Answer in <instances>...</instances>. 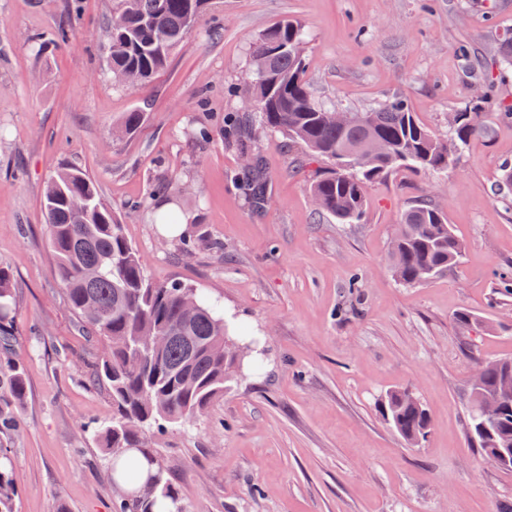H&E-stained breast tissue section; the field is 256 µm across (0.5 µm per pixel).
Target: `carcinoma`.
Returning a JSON list of instances; mask_svg holds the SVG:
<instances>
[{
  "label": "carcinoma",
  "mask_w": 512,
  "mask_h": 512,
  "mask_svg": "<svg viewBox=\"0 0 512 512\" xmlns=\"http://www.w3.org/2000/svg\"><path fill=\"white\" fill-rule=\"evenodd\" d=\"M207 0H115L124 26L107 30V65L113 80L145 83L163 70L172 50L195 28ZM251 80L245 95L254 104L261 129L282 134L327 159L331 169L315 179L310 196L316 210L341 224L360 220L366 187L390 171L408 167L424 174L448 169L469 140L486 131L481 113L467 105L454 114L448 135L433 134L401 99L352 113L336 123L337 108L320 102L306 80L301 26L291 20L262 31L250 45ZM255 133L234 142L243 158L242 179L250 203L265 201L258 173ZM44 211L55 273L79 327L102 345L91 374L93 384L112 398V418L91 427L108 457L116 491L115 512H182L154 442L203 415L210 402L241 368L250 348L232 336L218 302L182 282L154 283L128 241L112 205L80 167L63 165L49 181ZM166 232L177 231L178 250L191 257L201 249L224 252V244L180 215H161ZM462 242L445 214L428 202L407 209L390 254L395 279L420 285L456 264ZM16 291L0 269V512H15L18 482L11 448L22 423L19 409L28 395L23 362L15 351ZM481 384L471 388V442L490 459L495 449L512 448V401L498 421L480 428L481 401L512 381V359L483 363ZM412 392L386 393V420L413 445L426 437L430 417Z\"/></svg>",
  "instance_id": "cac0c4a2"
}]
</instances>
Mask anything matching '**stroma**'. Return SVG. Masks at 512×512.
I'll return each mask as SVG.
<instances>
[{
	"label": "stroma",
	"mask_w": 512,
	"mask_h": 512,
	"mask_svg": "<svg viewBox=\"0 0 512 512\" xmlns=\"http://www.w3.org/2000/svg\"><path fill=\"white\" fill-rule=\"evenodd\" d=\"M111 11L112 0H0V267L17 288L29 388L12 450L17 512L62 502L112 512V470L86 430L112 415L89 383L100 347L64 299L42 212L66 163L97 182L153 281L191 284L262 338L263 370H240L156 450L184 512H512V472L471 446L465 427L478 360L512 358V188L498 182L512 165V68L497 54L512 0H210L166 68L134 86L113 83L106 66ZM285 18L305 30L306 78L325 104L362 111L402 99L444 136L449 113L479 90L486 133L447 171L371 185L363 220L339 224L311 202L323 160L265 131L266 200L251 205L235 149L193 134L244 122L249 45ZM134 111L144 123L113 136ZM171 179L182 192L164 188ZM422 199L447 214L465 252L407 287L392 275L390 242ZM163 203L223 254L187 260L162 245ZM393 388L428 410L420 446L382 415Z\"/></svg>",
	"instance_id": "1"
}]
</instances>
